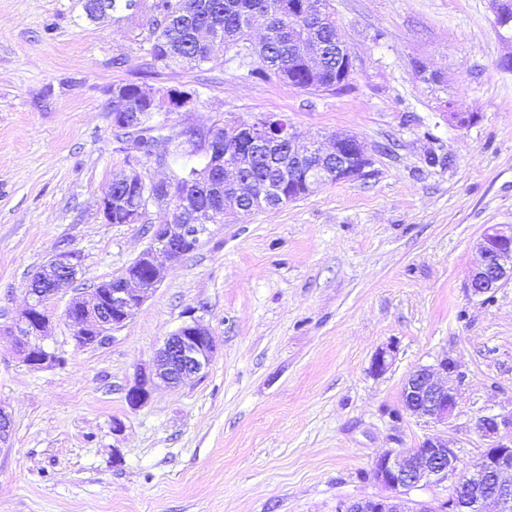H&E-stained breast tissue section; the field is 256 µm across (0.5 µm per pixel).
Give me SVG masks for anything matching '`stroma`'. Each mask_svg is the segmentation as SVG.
Here are the masks:
<instances>
[{
    "label": "stroma",
    "instance_id": "35a3bbf8",
    "mask_svg": "<svg viewBox=\"0 0 512 512\" xmlns=\"http://www.w3.org/2000/svg\"><path fill=\"white\" fill-rule=\"evenodd\" d=\"M331 9L353 58L338 93L257 78V58L220 51L200 66L154 61L142 12L94 22L83 0H0V407L12 423L0 512H336L380 494L377 457L432 433L393 415L405 377L443 356L464 375L444 430L462 463L485 447L477 416L512 417V283L488 300L465 288L474 240L512 224V41L491 0ZM129 82L196 92L191 109L156 116L177 131L273 113L325 145L354 133L372 174L159 257V285L104 345L75 346L61 291L47 343L64 362L30 369L12 330L32 271L68 247L96 284L148 243L143 225L99 209L138 154L112 136V90ZM451 98L470 125L449 119ZM191 317L213 362L131 408L137 370ZM387 346L391 367L372 374Z\"/></svg>",
    "mask_w": 512,
    "mask_h": 512
}]
</instances>
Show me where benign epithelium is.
Wrapping results in <instances>:
<instances>
[{"label": "benign epithelium", "mask_w": 512, "mask_h": 512, "mask_svg": "<svg viewBox=\"0 0 512 512\" xmlns=\"http://www.w3.org/2000/svg\"><path fill=\"white\" fill-rule=\"evenodd\" d=\"M495 20L503 21L499 28L507 31L512 24V0H492ZM293 13L300 26L295 43L301 51L318 50L316 32L322 14L305 0L293 3ZM180 138L202 144L207 162L200 170L203 181L224 197V202L204 204L187 192L174 197L159 190L151 194L146 205L126 204L123 223L141 224L145 207L166 203L178 212L172 224H148L150 244L120 274L89 289L91 300L73 296L64 316L72 327V338L79 348L99 345L109 333L123 326L142 306L162 278L156 255L164 254L177 262L192 253L201 237L209 231V223L221 215L240 216L243 199L248 196L261 210L283 205L281 190L266 183L256 190H247L250 181L242 179L248 168L244 154L230 148L233 143L249 141L251 151L266 154L270 160L288 144V174L304 171L306 193L324 182L352 181L366 176L372 165L359 138L350 133L332 136V149L322 150L310 144L298 148L299 135L288 123L268 113L254 116L250 122L234 123L231 128L211 124L181 131ZM478 256L470 270L466 288L471 295L482 297L496 292L512 281V225L488 227L475 241ZM84 269V259L73 249H59L40 271L53 274L39 279L28 289L30 301L15 326V341L22 362L32 369H42L58 363L55 353L45 344L52 323L48 301ZM216 353L209 330L200 321L182 323L167 336L156 351L152 362L136 373L128 386L125 399L129 406L140 407L150 399L158 384L176 386L184 379L207 370ZM394 350L380 349L372 359L370 371L381 375L390 367ZM461 379L454 361L444 357L433 365L419 366L405 379L401 389L402 411L409 417L435 424H448L458 407V388L453 380ZM512 427L497 415H480L474 422L475 431L487 441L479 460L470 467L461 466L454 443L441 434L426 436L411 452L385 454L371 467L373 479L385 493L375 497L342 503L337 512H484L492 500L499 512H512V434L502 429ZM456 481L447 500L420 502L408 498L411 490L428 484H440L450 477Z\"/></svg>", "instance_id": "benign-epithelium-1"}]
</instances>
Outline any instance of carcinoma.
Returning a JSON list of instances; mask_svg holds the SVG:
<instances>
[{
    "instance_id": "carcinoma-1",
    "label": "carcinoma",
    "mask_w": 512,
    "mask_h": 512,
    "mask_svg": "<svg viewBox=\"0 0 512 512\" xmlns=\"http://www.w3.org/2000/svg\"><path fill=\"white\" fill-rule=\"evenodd\" d=\"M293 0H151L149 47L147 54L154 60L187 63L196 66L211 59L215 49L234 52L245 59L257 56L260 66L251 70L258 78L274 74L281 81L302 90L319 87L336 89V40L343 39L329 0H309L321 9L325 20L323 41L325 54L318 56L317 72H307L301 56L288 60V4ZM264 31L261 41L249 44L252 32ZM163 96L139 84L129 83L112 90V123L119 142H157L167 140L173 153L193 155L201 150L197 143L179 140V134L164 123H153L154 114L161 111ZM124 112H136L138 125L126 128L119 118ZM251 176L256 184L275 183L285 173L260 160H251ZM196 167L185 168L173 175L176 193L195 190Z\"/></svg>"
}]
</instances>
